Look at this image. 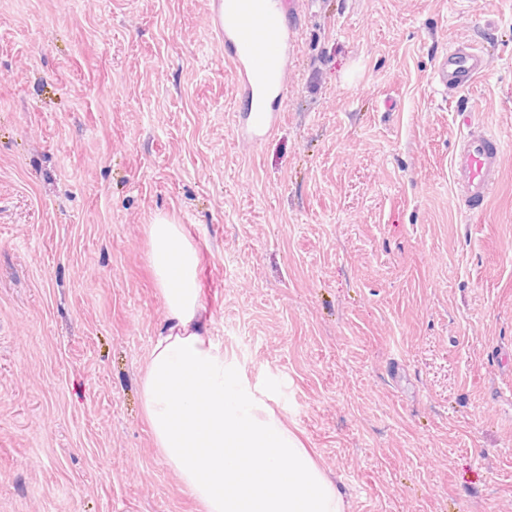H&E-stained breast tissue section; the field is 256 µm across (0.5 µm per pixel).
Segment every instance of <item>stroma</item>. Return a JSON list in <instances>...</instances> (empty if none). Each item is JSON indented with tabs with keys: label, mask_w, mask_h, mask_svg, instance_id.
Segmentation results:
<instances>
[{
	"label": "stroma",
	"mask_w": 512,
	"mask_h": 512,
	"mask_svg": "<svg viewBox=\"0 0 512 512\" xmlns=\"http://www.w3.org/2000/svg\"><path fill=\"white\" fill-rule=\"evenodd\" d=\"M212 3L0 0V512H200L139 400L159 215L348 512H512V0H305L257 144ZM461 44L488 63L450 96ZM467 100L504 144L470 218ZM487 59L476 45H457L437 62L432 79L438 90L450 96L469 88L484 72Z\"/></svg>",
	"instance_id": "obj_1"
}]
</instances>
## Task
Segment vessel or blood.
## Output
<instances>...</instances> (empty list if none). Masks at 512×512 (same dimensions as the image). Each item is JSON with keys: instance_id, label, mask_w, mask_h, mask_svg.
Returning <instances> with one entry per match:
<instances>
[{"instance_id": "vessel-or-blood-1", "label": "vessel or blood", "mask_w": 512, "mask_h": 512, "mask_svg": "<svg viewBox=\"0 0 512 512\" xmlns=\"http://www.w3.org/2000/svg\"><path fill=\"white\" fill-rule=\"evenodd\" d=\"M300 13V0H215L209 15L211 27L224 42L228 75L241 93L235 129L252 141H261L278 121L269 101L288 94V54ZM486 66L481 48L458 45L438 60L432 79L438 90L452 96L472 86ZM457 128L458 148L450 169L460 191L458 210L467 217L486 208L499 184L502 140L471 109L458 113Z\"/></svg>"}]
</instances>
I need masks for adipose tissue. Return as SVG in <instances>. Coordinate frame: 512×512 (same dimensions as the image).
I'll use <instances>...</instances> for the list:
<instances>
[{
  "mask_svg": "<svg viewBox=\"0 0 512 512\" xmlns=\"http://www.w3.org/2000/svg\"><path fill=\"white\" fill-rule=\"evenodd\" d=\"M166 320L140 381L154 445L203 512H345L342 492L209 336L201 255L166 216L147 227Z\"/></svg>",
  "mask_w": 512,
  "mask_h": 512,
  "instance_id": "1",
  "label": "adipose tissue"
}]
</instances>
